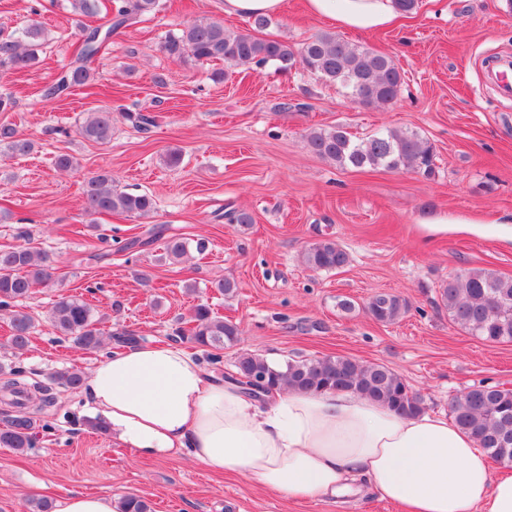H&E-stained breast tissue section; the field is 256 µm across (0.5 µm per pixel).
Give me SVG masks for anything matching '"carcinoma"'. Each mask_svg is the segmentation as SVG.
<instances>
[{"instance_id":"1","label":"carcinoma","mask_w":512,"mask_h":512,"mask_svg":"<svg viewBox=\"0 0 512 512\" xmlns=\"http://www.w3.org/2000/svg\"><path fill=\"white\" fill-rule=\"evenodd\" d=\"M74 13L82 16H109L106 27L80 29V44L74 58L57 73L46 89L51 99L68 97L76 88L94 79L92 64L109 45L112 34L152 14L158 0H70ZM272 24L266 16L250 19L244 29L228 30L217 18L203 17L170 30L161 42V50L176 60L190 58L198 63L222 61L231 69L272 64L282 72L298 66L316 75L322 82L342 88L346 97L362 106L387 107L393 104L404 82V73L392 57L369 47L351 44L336 34L321 31L295 46L286 41L258 36ZM45 39V29L33 20L21 32L0 37V69L23 70L36 62ZM81 135L105 145L112 139V113L90 112L80 125ZM311 151L340 168L413 172L430 177L435 172L434 149L428 138L402 127L387 128L367 138L357 139L347 127L337 124L314 129L307 134ZM16 156H25L33 142L10 125L0 126V146ZM86 210L91 214L146 216L154 209L153 198L146 193L127 192L118 187L109 173H96L83 184ZM169 260L180 262L189 252L187 239L172 235L164 242ZM305 266L314 272H334L350 263L347 251L333 239L310 244L302 253ZM54 282L49 255L32 247L0 249V310H11L9 342L17 350L30 344L35 327L28 312L16 304L28 298L33 289ZM441 307L449 321L462 331L490 343L512 342V277L488 269H467L461 277L450 276L439 285ZM345 314L362 308L381 324H392L409 311V303L392 292H375L358 305L348 298L337 301ZM51 326L60 336L84 349L101 344L100 319L93 305L77 295L61 296L49 310ZM190 340L211 349L209 361L222 362L221 351L239 341L241 330L231 320L199 306L192 317ZM13 378L0 384L4 398L15 405L18 400L38 411L54 403L52 397L29 389L17 370L0 374ZM78 368L63 369L51 375L53 381L71 390L83 383ZM254 376L266 389L288 388L300 391L353 390L388 405L404 414L426 410L424 397L406 380L384 364L362 363L349 357L323 356L271 363L262 355L242 351L235 361L231 379L245 387ZM449 413L455 424L474 437L492 459L512 463V390L495 385H474L453 398ZM32 422L27 417L7 421L0 429V447L26 453L32 445ZM117 512H152L151 505L136 494H127L117 504Z\"/></svg>"}]
</instances>
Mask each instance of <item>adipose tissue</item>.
<instances>
[{"label":"adipose tissue","mask_w":512,"mask_h":512,"mask_svg":"<svg viewBox=\"0 0 512 512\" xmlns=\"http://www.w3.org/2000/svg\"><path fill=\"white\" fill-rule=\"evenodd\" d=\"M308 15L373 34L396 0H304ZM112 438L145 457L188 455L290 499L326 501L360 482L404 512H512V470L491 475L475 439L447 415L397 414L359 393L255 398L179 344L113 351L81 388Z\"/></svg>","instance_id":"1"}]
</instances>
